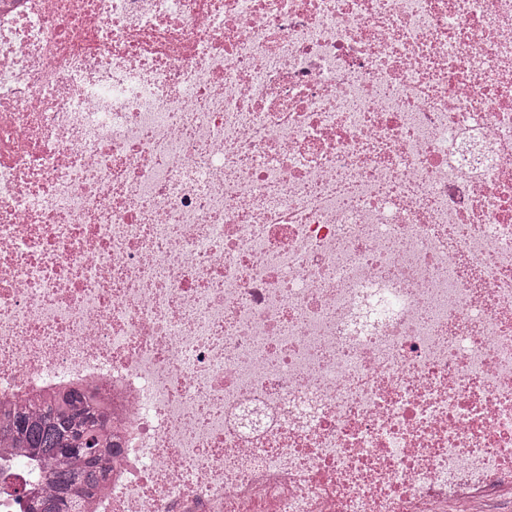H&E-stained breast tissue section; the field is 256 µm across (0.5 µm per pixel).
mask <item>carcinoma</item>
<instances>
[{"instance_id": "obj_1", "label": "carcinoma", "mask_w": 512, "mask_h": 512, "mask_svg": "<svg viewBox=\"0 0 512 512\" xmlns=\"http://www.w3.org/2000/svg\"><path fill=\"white\" fill-rule=\"evenodd\" d=\"M0 439L44 463L50 496L39 500L41 512H78L73 486L93 491L114 448L107 415L93 399L75 392L33 409L1 412Z\"/></svg>"}]
</instances>
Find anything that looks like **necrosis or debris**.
I'll use <instances>...</instances> for the list:
<instances>
[{"instance_id": "1", "label": "necrosis or debris", "mask_w": 512, "mask_h": 512, "mask_svg": "<svg viewBox=\"0 0 512 512\" xmlns=\"http://www.w3.org/2000/svg\"><path fill=\"white\" fill-rule=\"evenodd\" d=\"M80 512L512 489V0H0V404ZM0 439L24 448L46 466L50 496L41 512H78L73 486L90 495L112 461V428L107 415L85 394L69 392L29 410H0Z\"/></svg>"}]
</instances>
